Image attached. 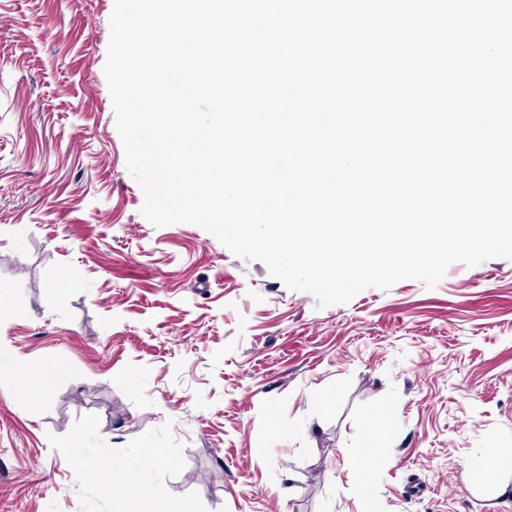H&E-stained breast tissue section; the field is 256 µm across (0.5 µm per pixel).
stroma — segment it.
Listing matches in <instances>:
<instances>
[{"instance_id":"35a3bbf8","label":"stroma","mask_w":512,"mask_h":512,"mask_svg":"<svg viewBox=\"0 0 512 512\" xmlns=\"http://www.w3.org/2000/svg\"><path fill=\"white\" fill-rule=\"evenodd\" d=\"M113 4L0 0V512H512V473L469 468L512 451V261L320 309L154 227L104 74ZM37 362L69 374L31 400Z\"/></svg>"}]
</instances>
